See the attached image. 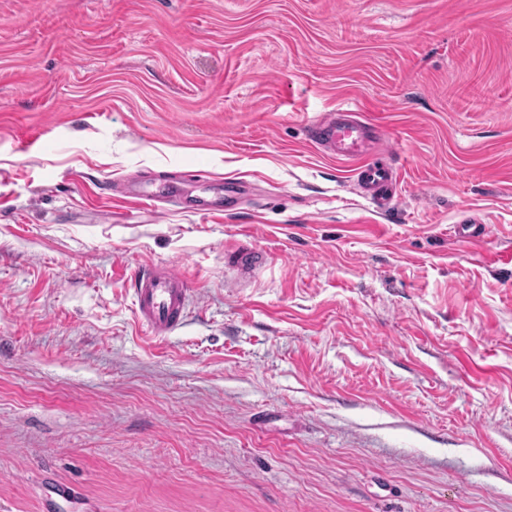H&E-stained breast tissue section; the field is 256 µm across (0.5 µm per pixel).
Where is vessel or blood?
<instances>
[{
  "label": "vessel or blood",
  "instance_id": "vessel-or-blood-1",
  "mask_svg": "<svg viewBox=\"0 0 512 512\" xmlns=\"http://www.w3.org/2000/svg\"><path fill=\"white\" fill-rule=\"evenodd\" d=\"M306 134L324 157L352 169L355 184L379 211L391 207L399 178L393 164L379 158L390 139L386 125L341 108L309 123ZM237 193V183L225 180L222 194L199 201L196 208L206 214L224 213ZM131 199L153 206L163 200L182 204L187 197L175 181L161 194L137 188ZM133 292L138 321L151 335L165 337L182 327L192 297L191 282L183 272L169 264L143 267L134 277Z\"/></svg>",
  "mask_w": 512,
  "mask_h": 512
}]
</instances>
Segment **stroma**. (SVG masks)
Returning <instances> with one entry per match:
<instances>
[{
    "label": "stroma",
    "instance_id": "obj_1",
    "mask_svg": "<svg viewBox=\"0 0 512 512\" xmlns=\"http://www.w3.org/2000/svg\"><path fill=\"white\" fill-rule=\"evenodd\" d=\"M181 173L236 210L122 198ZM1 199L0 512H512V0H0ZM306 134L324 157L352 168L355 184L379 211L391 207L398 196L397 169L374 157L386 152L390 139L386 125L340 108L309 123ZM238 194V185L233 180L226 179L224 181V190L221 194L210 201H199L192 205L195 210H199L204 214H223L231 210L233 201ZM189 278L172 265L145 266L133 280L139 323L154 337H165L184 324L192 298Z\"/></svg>",
    "mask_w": 512,
    "mask_h": 512
}]
</instances>
